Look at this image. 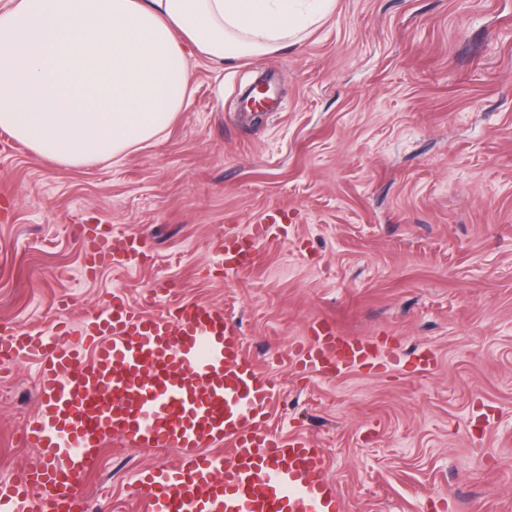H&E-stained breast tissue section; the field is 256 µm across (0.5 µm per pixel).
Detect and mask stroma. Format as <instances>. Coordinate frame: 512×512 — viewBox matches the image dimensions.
I'll return each instance as SVG.
<instances>
[{"label":"stroma","mask_w":512,"mask_h":512,"mask_svg":"<svg viewBox=\"0 0 512 512\" xmlns=\"http://www.w3.org/2000/svg\"><path fill=\"white\" fill-rule=\"evenodd\" d=\"M263 76L281 110L240 111ZM190 88L118 162L55 166L0 131V329L76 326L114 291L222 305L276 382L269 430L322 448L341 512H512V0H336L283 52L194 57ZM273 211L287 238L225 272L211 238ZM91 219L147 262L86 279ZM323 317L400 364L298 372L286 352ZM37 374L0 377V478L41 459L17 440ZM177 462L110 441L79 478L89 512H140L138 471Z\"/></svg>","instance_id":"35a3bbf8"}]
</instances>
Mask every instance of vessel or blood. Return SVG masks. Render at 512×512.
<instances>
[{
	"instance_id": "vessel-or-blood-1",
	"label": "vessel or blood",
	"mask_w": 512,
	"mask_h": 512,
	"mask_svg": "<svg viewBox=\"0 0 512 512\" xmlns=\"http://www.w3.org/2000/svg\"><path fill=\"white\" fill-rule=\"evenodd\" d=\"M283 233L274 216L245 233L214 239L225 271L257 263L258 245ZM79 236L90 271L146 263V241L87 222ZM374 339L314 321L288 351L322 378L382 358ZM38 359L37 411L20 429L43 463L0 482V512H84L79 475L120 438L172 448L173 466L143 471V512H340V494L321 449L267 428L274 379L244 349L238 324L218 304L188 302L149 313L119 292L78 328L0 332V368ZM225 448L222 456L214 448Z\"/></svg>"
}]
</instances>
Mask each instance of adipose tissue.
Returning a JSON list of instances; mask_svg holds the SVG:
<instances>
[{
    "mask_svg": "<svg viewBox=\"0 0 512 512\" xmlns=\"http://www.w3.org/2000/svg\"><path fill=\"white\" fill-rule=\"evenodd\" d=\"M334 0H9L0 130L63 167L123 158L187 104L189 58L281 52Z\"/></svg>",
    "mask_w": 512,
    "mask_h": 512,
    "instance_id": "obj_1",
    "label": "adipose tissue"
}]
</instances>
